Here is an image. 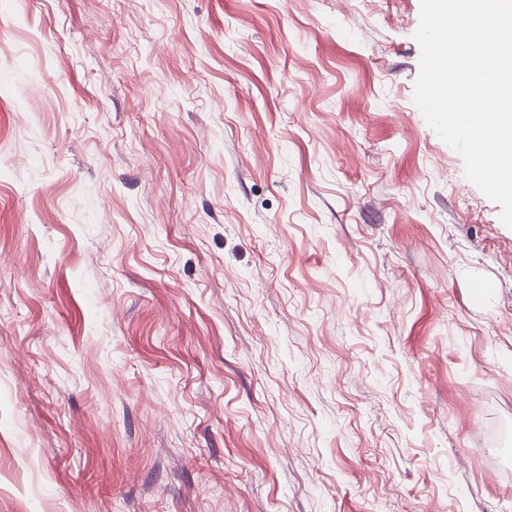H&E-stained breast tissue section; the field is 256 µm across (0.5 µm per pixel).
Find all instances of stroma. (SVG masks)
<instances>
[{"label":"stroma","mask_w":512,"mask_h":512,"mask_svg":"<svg viewBox=\"0 0 512 512\" xmlns=\"http://www.w3.org/2000/svg\"><path fill=\"white\" fill-rule=\"evenodd\" d=\"M419 22L0 0V512H512V229Z\"/></svg>","instance_id":"stroma-1"}]
</instances>
